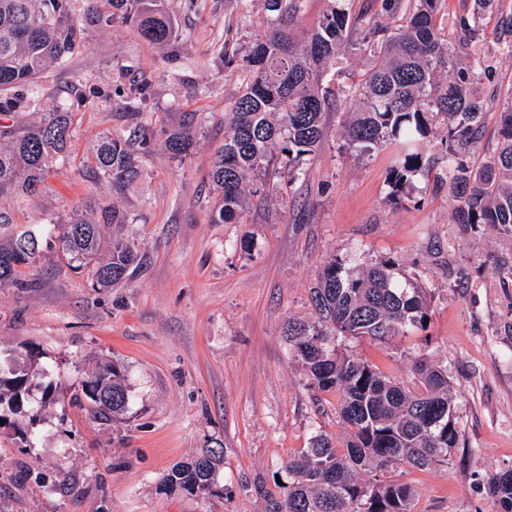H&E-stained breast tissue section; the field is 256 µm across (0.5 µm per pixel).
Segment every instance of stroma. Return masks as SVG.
Listing matches in <instances>:
<instances>
[{"label":"stroma","mask_w":512,"mask_h":512,"mask_svg":"<svg viewBox=\"0 0 512 512\" xmlns=\"http://www.w3.org/2000/svg\"><path fill=\"white\" fill-rule=\"evenodd\" d=\"M169 7L189 36L180 56L117 26L92 33L73 61L102 88L148 83L146 109L157 123L196 111L201 133L189 162L156 150L145 178L115 200L126 221L112 235L140 256L132 278L95 288L86 272L58 265L37 287L0 288V353L33 350L45 370L23 414L0 424V512H266L290 455L318 434L345 435L336 393L313 397L283 328L313 320L310 292L325 263L359 268L382 258L426 289L428 326L382 344L347 339L343 346L409 387L415 360L447 369L461 430L447 465L402 464L387 477L411 486L414 512H495L484 481L512 467V274L491 269L512 264V233L453 223L448 190L430 177L416 176L393 197L394 146L366 154L347 147L343 125L356 103L348 86L370 68L367 51L341 57L325 76L335 98L300 179L252 175L248 186L263 205L240 223H211L208 172L245 74L224 69L219 53L245 57L271 14L265 0H194L190 9L169 0ZM496 21L485 16L471 47L495 69L476 87L487 108L475 165L494 149L499 115L512 103V53L498 44ZM135 122L117 103L84 111L75 156L102 131L122 134ZM49 186L42 202L13 196L0 206L14 223L32 225L91 196L71 171L50 177ZM110 360L125 370L129 404L118 418L98 421L73 393ZM22 428L27 437H19ZM218 446L216 493L161 491L174 464Z\"/></svg>","instance_id":"stroma-1"}]
</instances>
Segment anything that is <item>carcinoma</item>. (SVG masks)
Listing matches in <instances>:
<instances>
[{
	"mask_svg": "<svg viewBox=\"0 0 512 512\" xmlns=\"http://www.w3.org/2000/svg\"><path fill=\"white\" fill-rule=\"evenodd\" d=\"M276 23L247 55V75L240 95L230 106L224 142L215 152L209 174L215 205L214 224H235L250 204L248 176L255 172L288 173L298 177L315 153L330 109L331 92L322 86L325 73L340 57L367 47L374 65L350 87L358 108L344 127L349 147L367 152L396 146L390 169L393 194L403 192L419 174L429 175L421 144L438 121L446 129L442 175L453 199L456 224H490L512 232V106L500 114L493 153L474 169L466 161L483 132L484 102L474 85L491 79L493 65L481 56L455 70L448 42L440 37L438 16L443 0H382L386 13L399 24L385 34L372 19L351 18L344 0L329 5L307 40L294 41L285 21H293L304 0H267ZM471 13L456 18L463 41L475 42L485 15L497 12L498 41L512 52V9L500 0H473ZM133 28L141 39L176 52L187 36L179 29L168 0H0V199L23 195L33 201L48 189V179L69 169L91 183L99 197L73 208L65 220L50 219L40 233L19 228L0 210V288H33L23 269L35 268L42 246H58L60 258L75 270L85 269L94 288H110L132 274L137 256L112 239L114 224L126 219L114 198L144 175L142 158L161 140L170 157L184 163L193 154L198 134L195 112L156 129L145 119L132 137L103 132L88 154L78 160L71 151L77 115L99 99L122 100L134 115L151 94L145 84L136 90L114 85L105 95L87 85L72 68L85 35L115 25ZM53 67L68 75L74 95L25 121L40 107L35 86ZM398 263L380 259L362 270L330 261L318 273L311 302L313 322L288 320L284 335L301 363L310 386L336 392L337 413L347 429L338 443L322 433L310 447L288 459V481L266 498V512H414V494L402 482L367 481L396 462L431 468L448 463L461 431L455 416L448 371L417 361V388L410 389L357 355L339 349L340 338L383 342L425 329L429 296L408 281L397 283ZM26 369L0 364V421L22 412L38 370L34 356L25 355ZM88 411L108 420L122 414L128 392L122 365L107 362L82 381ZM223 450L207 448L189 462L175 465L164 477L170 493L191 496L216 492ZM487 494L497 512H512V468L493 474Z\"/></svg>",
	"mask_w": 512,
	"mask_h": 512,
	"instance_id": "cac0c4a2",
	"label": "carcinoma"
}]
</instances>
